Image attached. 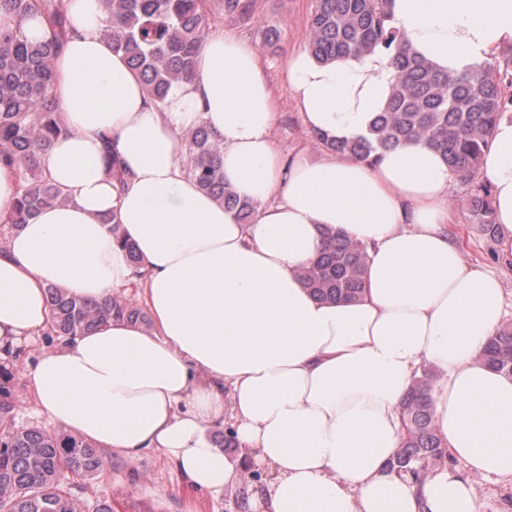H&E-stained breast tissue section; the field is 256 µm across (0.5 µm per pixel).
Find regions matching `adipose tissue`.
Segmentation results:
<instances>
[{
  "label": "adipose tissue",
  "mask_w": 512,
  "mask_h": 512,
  "mask_svg": "<svg viewBox=\"0 0 512 512\" xmlns=\"http://www.w3.org/2000/svg\"><path fill=\"white\" fill-rule=\"evenodd\" d=\"M73 33L55 58L66 132L45 157L66 203L9 231L0 249V365L50 329L48 286L90 299L137 293L149 325L106 320L26 368L37 413L107 452L161 451L191 493L221 497L243 465L268 469L245 512H481L469 474L512 480V379L479 355L504 319L495 274L467 261L452 226L442 157L421 142L374 161L284 156L258 53L207 29L194 74L155 101L103 35L100 0H68ZM389 24L448 73L512 54V0H391ZM390 52L285 60L304 125L367 134L395 78ZM206 125L224 146V182L254 203L245 223L184 167ZM126 167L112 182L103 136ZM492 187L499 262L512 266V118L495 126L480 170ZM116 213L145 277L102 217ZM366 245L356 300H323L299 269L326 233ZM430 366L447 460L414 482L388 466L403 444L400 403ZM230 423L231 461L210 431Z\"/></svg>",
  "instance_id": "obj_1"
}]
</instances>
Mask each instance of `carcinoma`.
Masks as SVG:
<instances>
[{
  "mask_svg": "<svg viewBox=\"0 0 512 512\" xmlns=\"http://www.w3.org/2000/svg\"><path fill=\"white\" fill-rule=\"evenodd\" d=\"M213 1L225 18L254 19V0H100L112 50L124 56L152 98L164 100L173 84L193 74L196 53L213 19ZM0 12L19 22L39 12L49 28L44 41L28 39L19 27L0 30V166L14 171L18 180L12 208L0 223L17 228L40 209L64 201L45 173L44 160L66 131L54 93V58L70 38L71 22L66 0H0ZM388 21V0H315L307 38L313 56L329 61L383 48L393 54L396 78L386 109L367 135L340 142H329L317 132L313 137L328 150L362 160L375 159L408 140L425 142L468 185L465 204L471 223L493 238L497 224L491 191L476 178L493 126L512 116V95L505 92V86H512V55L478 70L441 73L417 58ZM103 140L109 173L122 186L128 174L112 153L110 137ZM183 162L204 190L241 219H249L255 207L224 186L223 144L207 127L189 135ZM111 231L135 275L143 277L136 248L123 238L115 218ZM367 261L364 245L330 234L318 258L302 267L299 276L320 298L354 299L363 292ZM47 297L50 336L85 334L107 318L149 321L145 310L118 294L89 301L51 285ZM481 360L512 377L511 324L488 340ZM434 384L435 374L423 371L400 404L405 437L391 466L417 481L447 458L433 414ZM15 409V397L0 386V424L13 420ZM104 464L101 451L76 435L12 426L0 435V512H85L67 488V474L89 480Z\"/></svg>",
  "mask_w": 512,
  "mask_h": 512,
  "instance_id": "carcinoma-1",
  "label": "carcinoma"
}]
</instances>
